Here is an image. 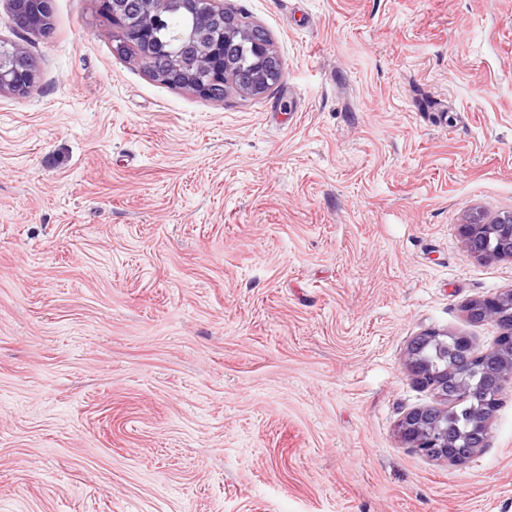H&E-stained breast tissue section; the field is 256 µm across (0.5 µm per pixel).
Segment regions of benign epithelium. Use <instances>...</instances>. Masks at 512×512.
Masks as SVG:
<instances>
[{"mask_svg":"<svg viewBox=\"0 0 512 512\" xmlns=\"http://www.w3.org/2000/svg\"><path fill=\"white\" fill-rule=\"evenodd\" d=\"M209 8L187 37L177 34L180 51L161 61L151 51L154 23L167 0H101V9L121 31L116 51L124 52L132 37L145 47L139 56L148 75L155 81L190 90L204 98L214 96L227 84L248 95L265 93L269 82L282 71V61L269 35L248 29L238 16L224 9L219 0H206ZM13 16L27 27L45 33L50 26V0H9ZM211 75L204 79L200 69ZM37 71L28 54L15 45L0 41V92L23 95L34 85ZM466 245L483 240L486 248L473 252L480 260L512 261V214L485 222L472 216L460 225ZM473 319H494L506 324L495 348L478 350L466 336H448L436 332L415 337L408 347L411 379L430 390L445 407L424 406L408 411L398 424L401 440L418 454L462 466L490 438V420L501 403L504 383L512 375V289L493 296L475 298L465 305ZM475 402L479 412L460 432L448 423V411L464 402Z\"/></svg>","mask_w":512,"mask_h":512,"instance_id":"obj_1","label":"benign epithelium"}]
</instances>
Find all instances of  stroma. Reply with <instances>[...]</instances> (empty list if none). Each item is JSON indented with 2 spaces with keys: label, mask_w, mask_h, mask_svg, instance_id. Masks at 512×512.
I'll return each mask as SVG.
<instances>
[{
  "label": "stroma",
  "mask_w": 512,
  "mask_h": 512,
  "mask_svg": "<svg viewBox=\"0 0 512 512\" xmlns=\"http://www.w3.org/2000/svg\"><path fill=\"white\" fill-rule=\"evenodd\" d=\"M283 62L219 100L98 0L0 38V512H512V382L464 466L397 432L427 331L512 289V0H222ZM36 77L37 71L30 65L28 54L0 40V92L23 95L34 85ZM460 235L466 246L475 240H483L486 248L471 253L480 260H510L512 261V214L485 222L478 216H472L465 224H460ZM496 242L491 246V241Z\"/></svg>",
  "instance_id": "35a3bbf8"
}]
</instances>
